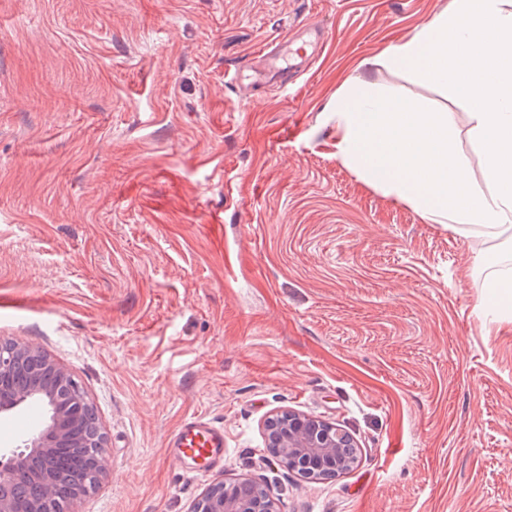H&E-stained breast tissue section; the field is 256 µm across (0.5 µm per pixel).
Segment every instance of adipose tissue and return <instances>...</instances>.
I'll list each match as a JSON object with an SVG mask.
<instances>
[{
	"label": "adipose tissue",
	"instance_id": "adipose-tissue-1",
	"mask_svg": "<svg viewBox=\"0 0 512 512\" xmlns=\"http://www.w3.org/2000/svg\"><path fill=\"white\" fill-rule=\"evenodd\" d=\"M375 63L405 67L467 100L481 178H471L455 147L451 112L420 108L360 77L327 106L337 157L424 223L512 242V0H453L451 10L360 67Z\"/></svg>",
	"mask_w": 512,
	"mask_h": 512
}]
</instances>
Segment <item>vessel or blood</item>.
Masks as SVG:
<instances>
[{"mask_svg": "<svg viewBox=\"0 0 512 512\" xmlns=\"http://www.w3.org/2000/svg\"><path fill=\"white\" fill-rule=\"evenodd\" d=\"M323 46L321 29L302 28L250 56L233 80L245 89L286 80L305 71ZM168 449L180 465H194L200 472L217 468L224 462V429L203 417H189L170 439Z\"/></svg>", "mask_w": 512, "mask_h": 512, "instance_id": "obj_1", "label": "vessel or blood"}]
</instances>
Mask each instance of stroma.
<instances>
[{"instance_id":"obj_1","label":"stroma","mask_w":512,"mask_h":512,"mask_svg":"<svg viewBox=\"0 0 512 512\" xmlns=\"http://www.w3.org/2000/svg\"><path fill=\"white\" fill-rule=\"evenodd\" d=\"M453 0H0V338L88 393L111 469L74 512H189L223 476L277 512H512V319L485 318L497 243L365 185L325 109L358 64ZM314 24L299 82L247 96L234 67ZM454 113L453 88L373 67ZM290 409L358 448L332 480L288 471L262 424ZM224 465L168 456L182 421ZM168 449L181 466L192 464L195 471H209L224 464V429L203 417H189L170 439Z\"/></svg>"}]
</instances>
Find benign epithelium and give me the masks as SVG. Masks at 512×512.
<instances>
[{
    "instance_id": "obj_1",
    "label": "benign epithelium",
    "mask_w": 512,
    "mask_h": 512,
    "mask_svg": "<svg viewBox=\"0 0 512 512\" xmlns=\"http://www.w3.org/2000/svg\"><path fill=\"white\" fill-rule=\"evenodd\" d=\"M32 352L43 354V350L37 346L1 339L0 376L10 372L23 355ZM44 359L50 370L64 378L77 407L64 413L49 414L38 429L25 434L14 448L0 454V512H16L14 484L17 471L32 459H49L59 442L71 438L87 407L91 405L86 391L68 370L47 354H44ZM35 393L46 400L53 397L49 388ZM35 393L26 389L0 393V415L23 407ZM87 422L92 431V440L84 444L83 455L92 464L89 483L86 485L89 489L109 471V457L107 436L102 427L97 425L92 414L87 416ZM264 434L266 447L278 449L281 463L291 470L304 467L310 459L322 460L336 449L350 448L354 444L352 437L336 425L306 418L288 410L270 415L264 424ZM67 489L69 484L53 476L43 482L41 500L52 502L61 491ZM259 509L261 504L253 503L247 497L231 499L224 496V478L219 477L197 499L191 512H257Z\"/></svg>"
}]
</instances>
